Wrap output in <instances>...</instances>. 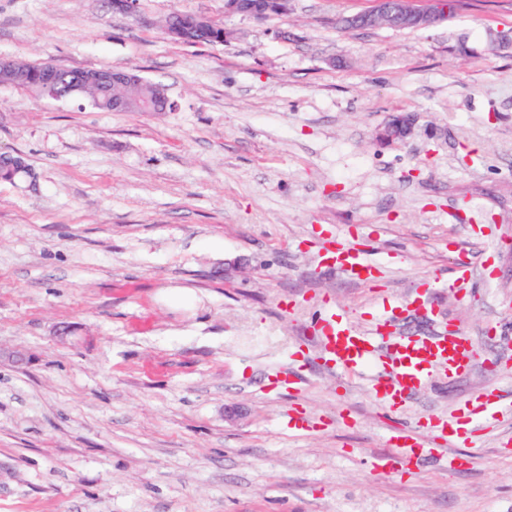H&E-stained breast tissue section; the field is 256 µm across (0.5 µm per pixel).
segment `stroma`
Listing matches in <instances>:
<instances>
[{"mask_svg":"<svg viewBox=\"0 0 512 512\" xmlns=\"http://www.w3.org/2000/svg\"><path fill=\"white\" fill-rule=\"evenodd\" d=\"M373 0H289L259 21L224 0H0V59L125 68L163 112H108L0 86V512H512V0H459L426 30L342 29ZM233 31L167 37L174 11ZM478 50L463 58L449 45ZM405 142L379 140L395 113ZM364 247L375 279L320 262ZM472 264L468 305L448 283ZM237 270L225 275L229 263ZM429 300L471 369L390 412L324 365V307L366 323ZM483 392L499 421L414 472L379 474L388 434ZM307 419L289 427L290 414ZM224 35L226 41H228V38H231L233 36V33L230 31L224 30L223 27L215 26L214 28L206 25L203 28H200L199 30H196L194 32H189L186 35L185 40L183 41L184 44H196V43H224ZM417 124V117L400 113L391 115L389 120L383 126L379 137L383 141L392 142L394 140L404 141L410 138ZM9 159V162L0 160V180L13 181L22 176L34 177L30 165L24 157L19 154H10Z\"/></svg>","mask_w":512,"mask_h":512,"instance_id":"1","label":"stroma"}]
</instances>
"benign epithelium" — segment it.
Segmentation results:
<instances>
[{"label":"benign epithelium","mask_w":512,"mask_h":512,"mask_svg":"<svg viewBox=\"0 0 512 512\" xmlns=\"http://www.w3.org/2000/svg\"><path fill=\"white\" fill-rule=\"evenodd\" d=\"M417 0H375V5L357 14L358 22L371 28H399L409 26L416 30L437 26L456 14V9L446 5L445 0H427L428 6H415ZM287 9L286 0H224V14L245 15L256 20H265ZM487 47L495 49L512 48V29L498 28L488 32ZM59 69L50 68L43 76L42 94L54 100L75 97L82 93L85 82L96 85L106 100L110 110L124 112L127 100L112 95V88L124 85L135 75L122 69H99L86 73L75 81L69 94L61 93L57 88ZM417 124V118L403 113L393 115L383 126L379 137L383 141H404L410 138Z\"/></svg>","instance_id":"obj_1"}]
</instances>
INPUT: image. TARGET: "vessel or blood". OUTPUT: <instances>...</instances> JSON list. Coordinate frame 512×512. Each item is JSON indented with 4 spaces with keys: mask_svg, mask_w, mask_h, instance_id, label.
<instances>
[{
    "mask_svg": "<svg viewBox=\"0 0 512 512\" xmlns=\"http://www.w3.org/2000/svg\"><path fill=\"white\" fill-rule=\"evenodd\" d=\"M322 260L360 281L376 268L367 251L335 241L324 247ZM315 326L321 333L324 362L346 377L365 375L373 397L392 410L401 408L436 375L463 372L471 365L469 338L455 329L442 327L427 336L406 335L388 318H375L363 326L332 308L322 309ZM499 411L498 401L483 393L474 398L469 418L482 427L495 421ZM457 421L454 413L440 417L427 440L404 431L391 436L393 452L376 462V470L386 473L433 456V443L460 441Z\"/></svg>",
    "mask_w": 512,
    "mask_h": 512,
    "instance_id": "vessel-or-blood-1",
    "label": "vessel or blood"
}]
</instances>
